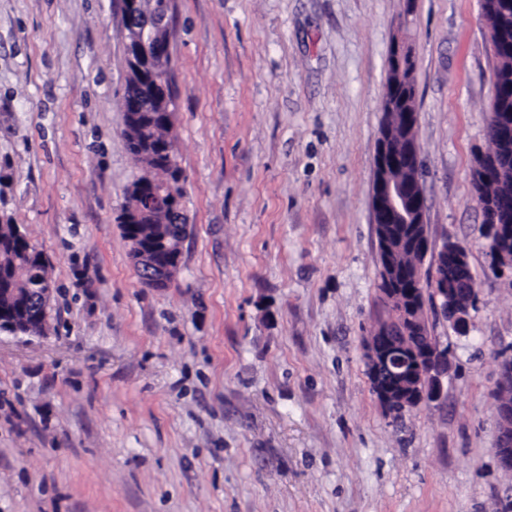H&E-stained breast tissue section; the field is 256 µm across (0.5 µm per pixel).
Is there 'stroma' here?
Segmentation results:
<instances>
[{"mask_svg":"<svg viewBox=\"0 0 512 512\" xmlns=\"http://www.w3.org/2000/svg\"><path fill=\"white\" fill-rule=\"evenodd\" d=\"M122 0H0V223L54 283L41 336L0 335V512H512L494 455L512 272L473 199L496 61L480 0H174L168 50L191 226L169 287L117 222ZM415 61L431 242L468 249L469 336L439 400L395 421L364 342L376 141L393 45Z\"/></svg>","mask_w":512,"mask_h":512,"instance_id":"obj_1","label":"stroma"}]
</instances>
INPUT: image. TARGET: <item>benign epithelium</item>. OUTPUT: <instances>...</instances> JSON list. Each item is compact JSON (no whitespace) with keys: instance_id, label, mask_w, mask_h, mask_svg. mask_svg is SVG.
Segmentation results:
<instances>
[{"instance_id":"obj_1","label":"benign epithelium","mask_w":512,"mask_h":512,"mask_svg":"<svg viewBox=\"0 0 512 512\" xmlns=\"http://www.w3.org/2000/svg\"><path fill=\"white\" fill-rule=\"evenodd\" d=\"M172 0H153L149 12L141 10L139 0H123L127 31L126 55L128 78L126 84L129 109L132 112H168L174 103L171 85L172 61L168 52V39L161 32L169 31ZM374 164L373 215L376 224H411L415 236L387 238L385 251L395 252L406 246L428 252L425 224V201L418 178L402 180L393 177L397 171L418 168L419 151L410 147L394 151L386 139L377 144ZM500 170L496 156L480 154L474 163L478 188L493 180ZM183 178H167L164 182L142 183L130 188L132 206L127 213V226L137 224L144 216L159 212L173 220L164 226L160 238H146L133 232L132 258L136 267L146 270V285L166 288L181 263V247L171 243L187 235L189 225L176 224L181 214L177 188ZM482 206L489 214L486 239L493 264L512 269V196L506 194L485 199ZM159 252L167 254V262L156 263ZM442 256L449 265L432 280L433 299L448 326L458 336H467L471 330V310L477 301L475 280L469 287H460L461 277L473 276L467 249L458 241L450 240L441 247ZM384 300L401 317L400 328L380 325L364 343L371 388L388 416L396 418L407 408L438 399L443 391V378L448 375L451 361L448 347L434 341L427 333L419 316L418 306L409 295L398 288H387ZM24 322L16 312L0 307V334L19 335ZM497 390L512 393V353L500 355ZM499 422L498 443L494 453L501 470L512 473V401L497 406Z\"/></svg>"}]
</instances>
